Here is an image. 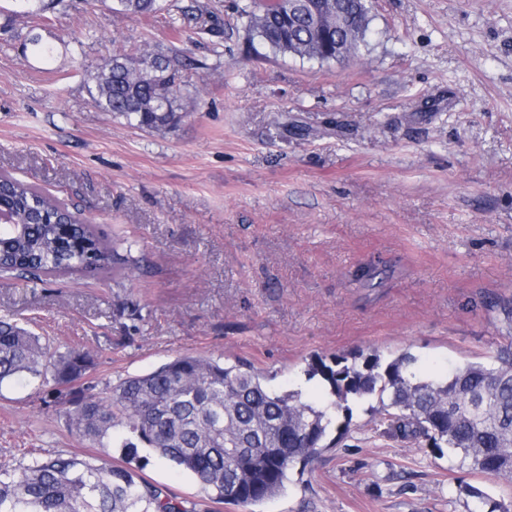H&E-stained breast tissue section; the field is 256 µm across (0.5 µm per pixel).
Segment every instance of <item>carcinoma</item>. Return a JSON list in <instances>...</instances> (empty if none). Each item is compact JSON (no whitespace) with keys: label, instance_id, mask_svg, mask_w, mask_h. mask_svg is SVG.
<instances>
[{"label":"carcinoma","instance_id":"1","mask_svg":"<svg viewBox=\"0 0 512 512\" xmlns=\"http://www.w3.org/2000/svg\"><path fill=\"white\" fill-rule=\"evenodd\" d=\"M114 10L154 16L159 0H115ZM249 35L273 53L328 62L336 44L357 49L369 25L366 0H324L315 14L299 0L288 17L279 0H249L238 7ZM182 60L142 50L112 55V72L98 75L97 105L140 129L175 124L182 105ZM0 204L24 232L0 235V277L29 282L57 275L113 271L118 247L108 242L56 196L12 175L0 174ZM485 305L512 329V297L489 295ZM408 353L377 349L332 360L315 355L307 380L320 377L327 402H308L301 389L278 392L266 376L245 364L185 355L155 371L129 377L107 397L85 394L75 383L96 367L92 354L61 353L8 320H0V384L51 381L64 392L59 413L70 430L91 445L120 448L133 458L150 448L188 472L211 500L254 506L280 494L288 472L307 465L325 447L333 421L352 406L377 401L371 422L403 440L425 441L438 454L459 459L470 474L512 477V336L490 362L472 361L447 375L423 380ZM473 396L476 414L460 411ZM468 512H512L480 487L460 480ZM0 512H187L159 487L125 466H101L77 458L35 460L19 469L0 466Z\"/></svg>","mask_w":512,"mask_h":512}]
</instances>
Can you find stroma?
Masks as SVG:
<instances>
[{
    "mask_svg": "<svg viewBox=\"0 0 512 512\" xmlns=\"http://www.w3.org/2000/svg\"><path fill=\"white\" fill-rule=\"evenodd\" d=\"M243 2L162 0L143 17L109 0L41 16L0 0V172L105 239L127 235L140 262L127 278H0V318L97 354L79 385L101 397L182 355L252 366L316 404L314 354L407 351L423 378L495 355L507 329L482 298L512 295V0H368L358 53L330 62L250 38ZM215 20L218 54L201 32ZM35 35L51 59L31 52ZM146 47L186 64L181 118L158 131L90 95L106 58ZM370 263L383 273L369 286ZM53 391L0 385V465L125 463L79 439ZM139 455L134 469L187 512H465L456 462L381 433L361 406L337 447L251 511Z\"/></svg>",
    "mask_w": 512,
    "mask_h": 512,
    "instance_id": "1",
    "label": "stroma"
}]
</instances>
